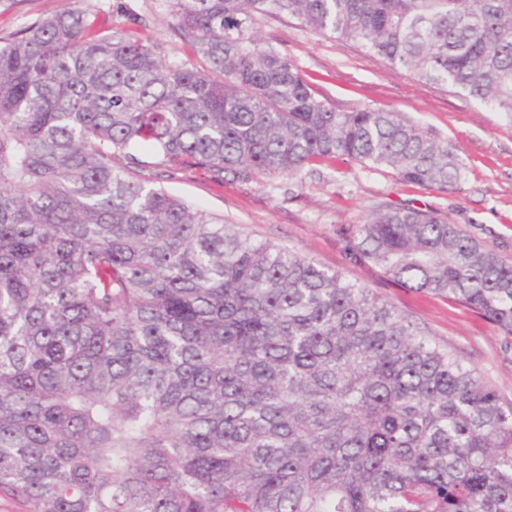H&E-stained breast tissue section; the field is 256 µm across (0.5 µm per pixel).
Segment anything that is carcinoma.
I'll return each mask as SVG.
<instances>
[{
    "instance_id": "1",
    "label": "carcinoma",
    "mask_w": 512,
    "mask_h": 512,
    "mask_svg": "<svg viewBox=\"0 0 512 512\" xmlns=\"http://www.w3.org/2000/svg\"><path fill=\"white\" fill-rule=\"evenodd\" d=\"M198 63L87 8L0 43V500L15 512H512V404L385 297L139 175L389 167L453 146L340 110L255 25L289 15L512 122V0H167ZM353 251L512 335V263L395 208Z\"/></svg>"
}]
</instances>
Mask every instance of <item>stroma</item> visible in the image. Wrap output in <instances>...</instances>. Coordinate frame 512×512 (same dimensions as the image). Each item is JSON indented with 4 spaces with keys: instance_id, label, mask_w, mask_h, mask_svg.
<instances>
[{
    "instance_id": "1",
    "label": "stroma",
    "mask_w": 512,
    "mask_h": 512,
    "mask_svg": "<svg viewBox=\"0 0 512 512\" xmlns=\"http://www.w3.org/2000/svg\"><path fill=\"white\" fill-rule=\"evenodd\" d=\"M88 2L109 12L116 27L140 19L164 59H185L166 0H0V38ZM260 36L288 52L318 94L336 107L395 112L430 137L457 146L465 165L461 184L438 192L401 181L391 168L352 162L313 165L271 183L228 177L218 184L184 170L164 180V188L254 239L293 249L384 296L418 331L475 368L504 403H512V336L461 303L400 287L381 268L355 258L351 248L357 225L374 213L408 206L446 216L512 262V124L472 98L389 67L355 43L318 36L293 18L269 20Z\"/></svg>"
}]
</instances>
